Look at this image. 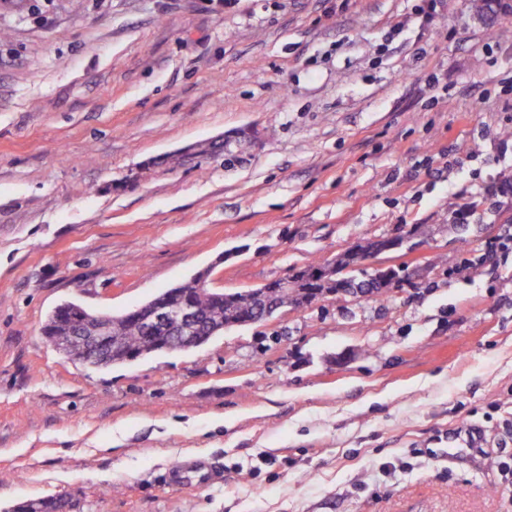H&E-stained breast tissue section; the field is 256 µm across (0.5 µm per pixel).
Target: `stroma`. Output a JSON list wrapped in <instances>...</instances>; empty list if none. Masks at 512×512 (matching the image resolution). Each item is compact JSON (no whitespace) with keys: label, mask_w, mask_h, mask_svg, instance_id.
<instances>
[{"label":"stroma","mask_w":512,"mask_h":512,"mask_svg":"<svg viewBox=\"0 0 512 512\" xmlns=\"http://www.w3.org/2000/svg\"><path fill=\"white\" fill-rule=\"evenodd\" d=\"M0 0V512H512V11L472 0ZM399 36H390L394 23ZM242 133L232 155L167 156ZM417 277L98 370L41 333L211 269L257 288L351 246ZM482 259L478 271L467 259ZM477 426L487 460L448 461ZM219 482L177 488L179 462ZM80 313L69 309H58L55 318L47 319L42 327V334L55 347L56 341L66 342L71 331L80 329Z\"/></svg>","instance_id":"1"}]
</instances>
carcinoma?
Here are the masks:
<instances>
[{"instance_id": "obj_1", "label": "carcinoma", "mask_w": 512, "mask_h": 512, "mask_svg": "<svg viewBox=\"0 0 512 512\" xmlns=\"http://www.w3.org/2000/svg\"><path fill=\"white\" fill-rule=\"evenodd\" d=\"M387 241H366L357 244L336 258L311 263L294 271V287L286 290L275 287L269 282L266 288H254L246 291L224 292L218 294L189 291L185 288L172 289L160 293L159 302L179 306L188 301L192 304L198 328L195 335L208 336L216 327L245 326L256 323L267 308H300L310 305L327 296H353L365 291L384 297L393 292L384 288L380 280L385 270H376L368 279L358 280L345 270L365 261L369 256L382 253ZM80 313L69 309H58L55 318L45 321L42 334L54 345L66 342L70 333L80 329ZM169 332L152 324L150 315L134 307L125 315L110 322L101 342L110 350L112 364H126L138 361L153 354L152 348L157 341ZM62 512L63 505L58 498H41L21 502L14 506L13 512Z\"/></svg>"}]
</instances>
